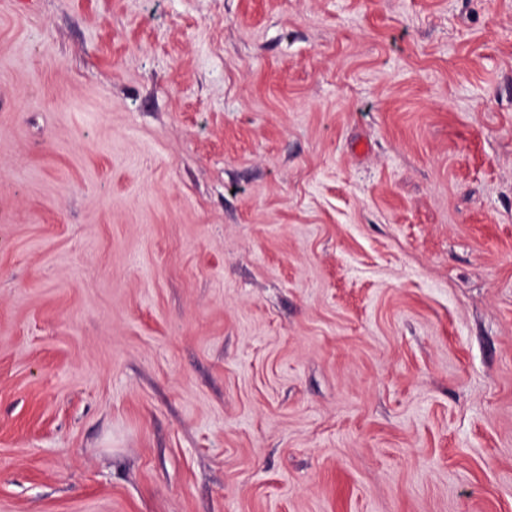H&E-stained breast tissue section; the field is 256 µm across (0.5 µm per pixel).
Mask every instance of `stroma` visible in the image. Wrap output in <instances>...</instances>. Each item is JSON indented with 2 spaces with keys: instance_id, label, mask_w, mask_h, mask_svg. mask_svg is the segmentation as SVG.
<instances>
[{
  "instance_id": "1",
  "label": "stroma",
  "mask_w": 512,
  "mask_h": 512,
  "mask_svg": "<svg viewBox=\"0 0 512 512\" xmlns=\"http://www.w3.org/2000/svg\"><path fill=\"white\" fill-rule=\"evenodd\" d=\"M0 512H512V0H0Z\"/></svg>"
}]
</instances>
